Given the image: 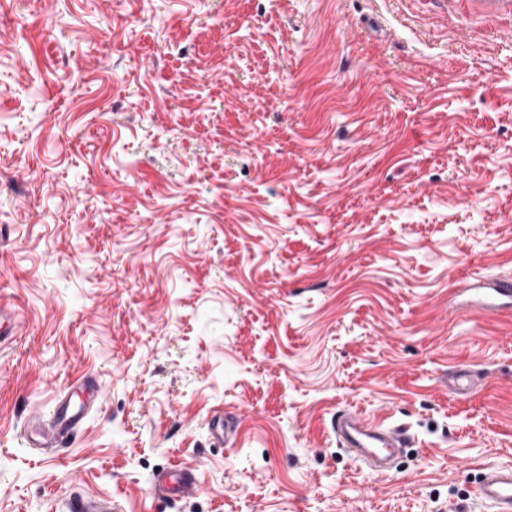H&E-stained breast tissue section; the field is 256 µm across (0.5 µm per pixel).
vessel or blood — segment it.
<instances>
[{"mask_svg": "<svg viewBox=\"0 0 512 512\" xmlns=\"http://www.w3.org/2000/svg\"><path fill=\"white\" fill-rule=\"evenodd\" d=\"M457 292L477 295V308L492 311L512 304V278L492 276L470 283L458 282ZM102 393L101 384L92 376L77 379L57 400L54 417L42 424L32 445L46 451L64 447L70 436L82 427L95 409ZM336 441L355 461L366 464L371 471L383 474L393 453L409 447L413 439L402 426L386 427L360 417L351 410L339 411L333 422ZM153 489L158 494H174L193 498L203 491L192 469L182 467L157 474ZM478 497L492 506L493 512H512V468L495 467L484 476ZM66 512H121V505L109 497H91L73 490Z\"/></svg>", "mask_w": 512, "mask_h": 512, "instance_id": "b4317fda", "label": "vessel or blood"}]
</instances>
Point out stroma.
Here are the masks:
<instances>
[{
  "label": "stroma",
  "instance_id": "obj_1",
  "mask_svg": "<svg viewBox=\"0 0 512 512\" xmlns=\"http://www.w3.org/2000/svg\"><path fill=\"white\" fill-rule=\"evenodd\" d=\"M490 275L512 0H0V512L76 486L123 512H492L512 312L452 290ZM85 373L84 430L28 445ZM349 407L414 436L391 473L337 447ZM174 467L199 496L152 491Z\"/></svg>",
  "mask_w": 512,
  "mask_h": 512
}]
</instances>
